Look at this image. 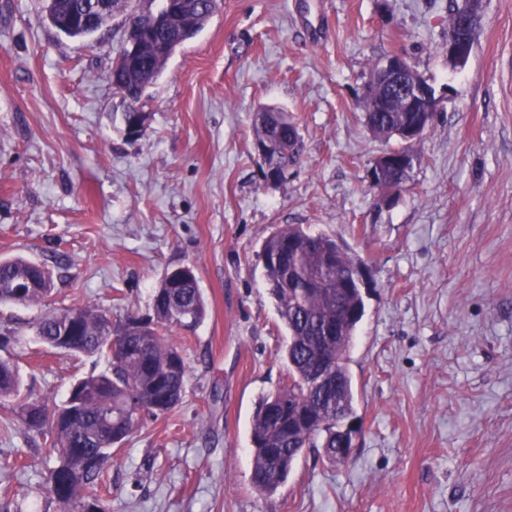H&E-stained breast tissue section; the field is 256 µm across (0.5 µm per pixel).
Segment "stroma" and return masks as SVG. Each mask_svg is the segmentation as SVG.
Masks as SVG:
<instances>
[{
	"label": "stroma",
	"instance_id": "stroma-1",
	"mask_svg": "<svg viewBox=\"0 0 512 512\" xmlns=\"http://www.w3.org/2000/svg\"><path fill=\"white\" fill-rule=\"evenodd\" d=\"M449 0H218L142 101L127 137L112 83L126 36L113 17L80 40L45 0H0V258L45 264L38 306L0 304L22 395L61 404L107 355L39 343L43 313L89 304L151 314L164 273L194 267L208 302L167 338L189 378L181 404L119 448L95 489L110 512H512V0H483L465 66L451 69ZM406 57L447 101L413 146L390 206L369 179L396 147L363 122L375 65ZM262 106L304 152L267 179ZM282 224L342 239L366 263L349 353L361 424L349 459L305 449L272 498L250 482V424L287 377L286 341L255 263ZM56 458L0 401V512H59Z\"/></svg>",
	"mask_w": 512,
	"mask_h": 512
}]
</instances>
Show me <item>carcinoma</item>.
<instances>
[{"mask_svg":"<svg viewBox=\"0 0 512 512\" xmlns=\"http://www.w3.org/2000/svg\"><path fill=\"white\" fill-rule=\"evenodd\" d=\"M107 5L109 17L124 11L127 0H52L46 4L49 22L80 11L93 3ZM199 14L198 28L216 10V0H191ZM180 16L167 18V36L184 42ZM169 56L144 55L138 69L119 68L118 82L128 90L129 108L137 107L147 87L161 75ZM413 113L397 105L391 112H370L363 120L376 138L404 140L403 131ZM267 142L279 147L276 163L288 170L299 163L303 144L296 123L285 112L268 114L255 122V146ZM280 322L287 331L285 359L288 383L263 397L251 424V484L265 498L273 497L286 482L305 448H320L336 463L340 420L354 413V393L347 368L348 352L364 310L361 287L353 275L363 260L341 240L312 233L300 224H283L257 252ZM53 280L45 265L21 258L0 260V304L39 305L51 292ZM153 315L128 314L107 328V315L90 305H71L43 314L33 325L37 340L60 348L62 331L77 327V336L65 351L96 356L120 352L107 372L77 382L76 392L61 406L24 402L20 417L27 431L41 436L58 457L49 486L60 512H108L99 498L81 492L98 484L112 447L175 409L182 401L187 365L159 330L169 326L193 327L206 317L207 305L195 274L178 281L166 275L155 288ZM21 378L17 367L0 360V399H18ZM112 410V423L101 418Z\"/></svg>","mask_w":512,"mask_h":512,"instance_id":"1","label":"carcinoma"}]
</instances>
